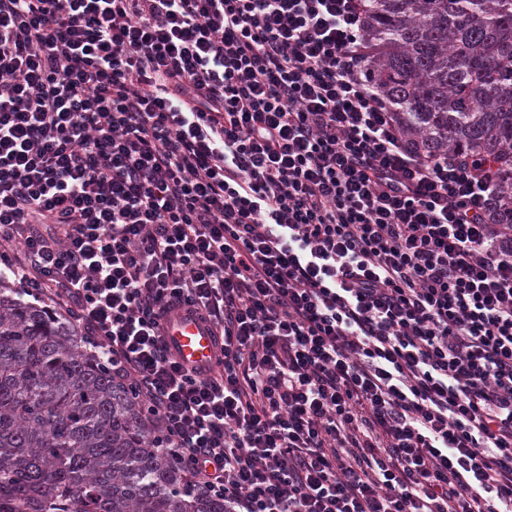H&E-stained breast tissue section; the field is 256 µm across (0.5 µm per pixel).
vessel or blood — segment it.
I'll return each instance as SVG.
<instances>
[{
	"label": "vessel or blood",
	"mask_w": 512,
	"mask_h": 512,
	"mask_svg": "<svg viewBox=\"0 0 512 512\" xmlns=\"http://www.w3.org/2000/svg\"><path fill=\"white\" fill-rule=\"evenodd\" d=\"M166 339L180 363L189 368H205L212 364L216 339L208 327L195 316L180 313L164 325Z\"/></svg>",
	"instance_id": "obj_1"
}]
</instances>
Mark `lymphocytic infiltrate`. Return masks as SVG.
I'll use <instances>...</instances> for the list:
<instances>
[{
	"label": "lymphocytic infiltrate",
	"mask_w": 512,
	"mask_h": 512,
	"mask_svg": "<svg viewBox=\"0 0 512 512\" xmlns=\"http://www.w3.org/2000/svg\"><path fill=\"white\" fill-rule=\"evenodd\" d=\"M364 3L0 0V267L224 512H512L497 160L402 136ZM166 339L180 363L188 368H206L213 363L216 339L195 316L181 312L164 324Z\"/></svg>",
	"instance_id": "1"
}]
</instances>
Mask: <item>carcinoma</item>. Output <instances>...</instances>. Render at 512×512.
I'll return each mask as SVG.
<instances>
[{"mask_svg": "<svg viewBox=\"0 0 512 512\" xmlns=\"http://www.w3.org/2000/svg\"><path fill=\"white\" fill-rule=\"evenodd\" d=\"M371 87L426 154L494 156L512 210V0H369ZM77 324L0 275V512H224Z\"/></svg>", "mask_w": 512, "mask_h": 512, "instance_id": "cac0c4a2", "label": "carcinoma"}]
</instances>
